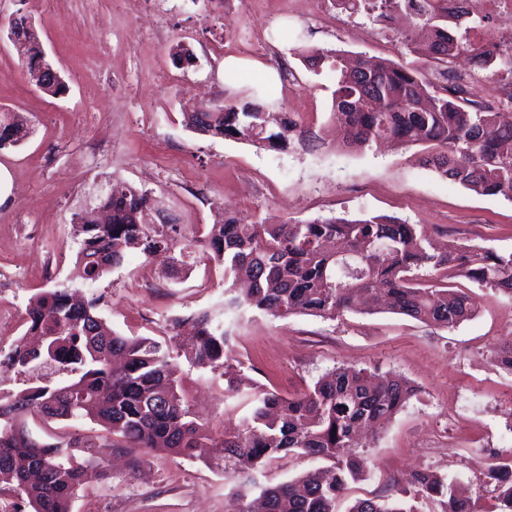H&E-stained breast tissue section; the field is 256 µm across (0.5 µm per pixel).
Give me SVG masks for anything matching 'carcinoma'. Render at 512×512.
I'll return each mask as SVG.
<instances>
[{
    "instance_id": "obj_1",
    "label": "carcinoma",
    "mask_w": 512,
    "mask_h": 512,
    "mask_svg": "<svg viewBox=\"0 0 512 512\" xmlns=\"http://www.w3.org/2000/svg\"><path fill=\"white\" fill-rule=\"evenodd\" d=\"M341 5L363 9L379 23L394 9L414 19L412 31L403 36L413 56L409 62L346 57L326 48L302 54L314 71L328 65L343 144L368 146L381 138L421 145L425 165L439 176L480 195L512 198V112L483 106L448 83V65L461 54L482 69L495 56L512 72V46L491 50L464 42L448 25V8L431 0H343ZM25 66L38 88L60 93L37 55ZM185 122L202 135L278 152L306 134L293 116H277L247 99L224 100L222 112H189ZM26 128L20 115L1 112L0 150L16 146ZM150 197L135 187L118 196L104 193L97 201L112 211L111 221L95 224L87 218L73 225L85 283L94 284L119 266L130 249L148 259L175 251L184 255L200 246L224 265L226 313L334 320L349 311L376 313L386 297L392 312L449 330L476 313L470 293L443 284L450 272L512 299V251L457 243L439 250L418 225L396 217L251 224L227 215L205 237L187 240L175 225L152 220ZM421 270L430 273V283L420 280ZM25 326V334L37 342L12 349L0 364L23 373L35 363H51L62 374L59 382L48 379L0 393V482L21 494L32 512H70L86 465L73 453L80 433L49 442L29 428L30 417L45 428L56 421H90L112 434L113 448L218 457L227 477L250 475L286 455L311 457L325 465L261 488L263 512H338L351 485L371 470L369 457L346 452L357 445L358 428L391 420L418 395L405 378L342 365L283 396L243 373L224 322L203 312L192 318L194 334L186 337L184 356L192 367L224 376L247 407L237 425L214 439L181 392V364L161 341L108 331L96 303L73 300L65 287L31 298ZM491 358L512 373V340L494 347ZM481 473L493 501L489 508L455 495L453 482L422 468L412 475L404 497L394 496L390 483L380 494L356 498L346 512H419L418 501L436 503L440 512H512V456L484 464ZM249 492V484L238 485L227 512H253Z\"/></svg>"
}]
</instances>
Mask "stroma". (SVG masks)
<instances>
[{"label": "stroma", "instance_id": "stroma-1", "mask_svg": "<svg viewBox=\"0 0 512 512\" xmlns=\"http://www.w3.org/2000/svg\"><path fill=\"white\" fill-rule=\"evenodd\" d=\"M310 0H0V112L23 116L29 134L0 150V347L23 335L30 297L64 284L97 301V313L124 336H162L172 319L220 313L224 268L194 253L177 278L162 259L128 253L95 284L77 278L72 218L100 184L150 191L187 237L232 212L253 224L318 216L385 214L424 226L438 241L512 250V199L476 194L440 177L423 146L369 149L336 144L328 72L302 62L303 48L349 55L406 56L399 25L371 16L321 25ZM30 16L47 59L67 89H37L8 40L10 20ZM245 61L228 70L226 58ZM275 70L276 93L264 90L252 63ZM247 98L271 112H291L308 131L286 152L202 136L184 114L225 97ZM474 317L437 330L389 311L335 320L278 318L247 311L224 318L237 358L250 377L288 396L345 364L410 380L419 394L363 452L374 462L356 493L378 492L427 467L468 495L484 496L480 466L512 455V375L490 359L512 339V302L460 277ZM182 388L210 436L235 424L239 405L223 377L185 370ZM88 479L71 512H226L234 480L223 464L163 452L129 456L108 447L105 430L85 423Z\"/></svg>", "mask_w": 512, "mask_h": 512}]
</instances>
